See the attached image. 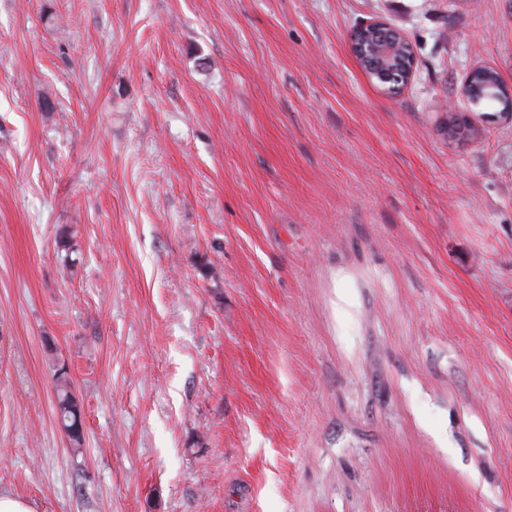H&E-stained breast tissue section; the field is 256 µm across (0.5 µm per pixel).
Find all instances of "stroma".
I'll list each match as a JSON object with an SVG mask.
<instances>
[{"mask_svg":"<svg viewBox=\"0 0 512 512\" xmlns=\"http://www.w3.org/2000/svg\"><path fill=\"white\" fill-rule=\"evenodd\" d=\"M375 18L395 96L349 47ZM476 65L512 90V0H0V495L512 512V114ZM395 31L392 25L381 19L361 24L349 38L351 50L373 78L385 81L386 71H398L407 85L415 73L416 57L412 47L405 43V39L398 43L387 36ZM377 63L380 69L377 68ZM402 78H399V81H402ZM57 406L64 412L65 425L73 427L77 404L70 390L68 374L63 368L56 371Z\"/></svg>","mask_w":512,"mask_h":512,"instance_id":"1","label":"stroma"}]
</instances>
